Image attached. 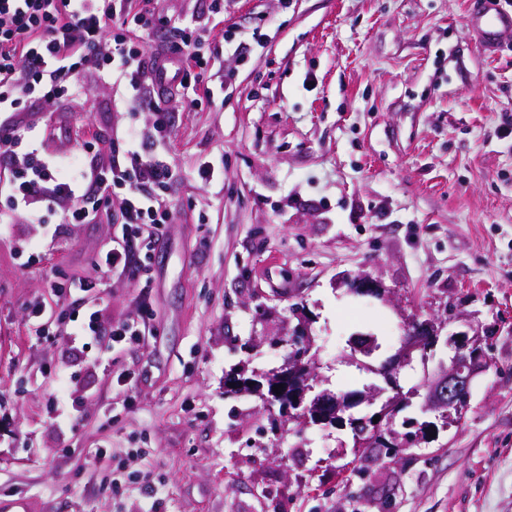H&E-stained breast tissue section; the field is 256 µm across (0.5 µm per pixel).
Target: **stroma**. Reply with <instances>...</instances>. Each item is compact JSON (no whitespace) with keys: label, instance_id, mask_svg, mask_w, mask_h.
<instances>
[{"label":"stroma","instance_id":"35a3bbf8","mask_svg":"<svg viewBox=\"0 0 512 512\" xmlns=\"http://www.w3.org/2000/svg\"><path fill=\"white\" fill-rule=\"evenodd\" d=\"M208 2L151 0L160 21L140 41L148 57L172 25L201 21L214 91L166 105L157 154L177 172L174 217L147 276L95 263L121 231L118 199L94 224L56 210L0 223V499L31 512L150 499L154 512H512V46L488 53L467 27L499 0H235L217 15ZM120 97L87 70L73 94L22 112L48 151L96 142L106 163L124 129L155 121ZM204 161L223 178L202 182ZM359 274L389 300L349 294ZM57 278L100 283L104 330L151 316L142 336L79 355L53 419L48 371L70 343L32 336L27 306ZM416 315L444 319L447 336L477 329L489 368L461 423L398 461L362 460L347 428L271 432L277 409L224 388L227 373L283 365L301 328L321 387L383 385L373 368ZM360 332L381 343L368 370L349 346ZM452 354L441 342L401 369V419L424 421L425 374Z\"/></svg>","mask_w":512,"mask_h":512}]
</instances>
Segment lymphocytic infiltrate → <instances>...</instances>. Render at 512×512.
I'll list each match as a JSON object with an SVG mask.
<instances>
[{"mask_svg":"<svg viewBox=\"0 0 512 512\" xmlns=\"http://www.w3.org/2000/svg\"><path fill=\"white\" fill-rule=\"evenodd\" d=\"M131 5L132 0H0V155L22 156L21 165L0 179V194L11 204L9 211H0V223L22 216L34 224L43 210L58 207L63 223L92 224L101 200L118 197L121 234L97 259L106 272L130 268L133 250L146 255L154 250L171 218L164 191L176 176L174 169L153 156L150 136L135 129L113 147L110 165L97 167L84 160L94 144L77 153H51L31 127L11 118L21 103H49L69 95L78 74L94 70L124 88L125 104L155 113L156 131L165 134L166 103L201 83V35L192 25L176 28L171 51L181 65L165 78L163 69H150L137 42L127 36L129 28L145 32L151 24ZM99 288L92 281L54 282L55 321L45 319V300L27 307L35 335L52 336L58 325L71 342L100 341L106 332L100 324ZM144 324L140 315L106 334L116 340L138 336Z\"/></svg>","mask_w":512,"mask_h":512,"instance_id":"obj_1","label":"lymphocytic infiltrate"}]
</instances>
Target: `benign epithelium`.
Wrapping results in <instances>:
<instances>
[{"label": "benign epithelium", "mask_w": 512, "mask_h": 512, "mask_svg": "<svg viewBox=\"0 0 512 512\" xmlns=\"http://www.w3.org/2000/svg\"><path fill=\"white\" fill-rule=\"evenodd\" d=\"M346 285L351 293L358 296L377 299L389 296V290L382 282L368 275H358L347 281ZM444 325L445 321L439 318L410 320L405 326L402 345L382 363L379 373L389 384H396L399 369L410 364L416 353L426 356L427 351L439 341ZM449 341L453 345L454 358L448 365L439 363L437 370L424 383L423 410L431 413L434 420L423 422L409 439L394 432L389 427L391 418L388 414L395 415L401 408V398L395 394L383 403L377 422L366 418L354 421L355 447H369L374 436L386 446L409 448L421 444L423 434L446 429L448 425L462 420L469 408L472 380L486 371L487 363L482 358V337L479 334L459 331L453 333ZM367 398L371 399L373 395L360 393L339 397L328 390L318 391L312 386L302 385L292 394L291 406L296 412L290 417L328 426L336 423L339 411H345Z\"/></svg>", "instance_id": "benign-epithelium-1"}]
</instances>
